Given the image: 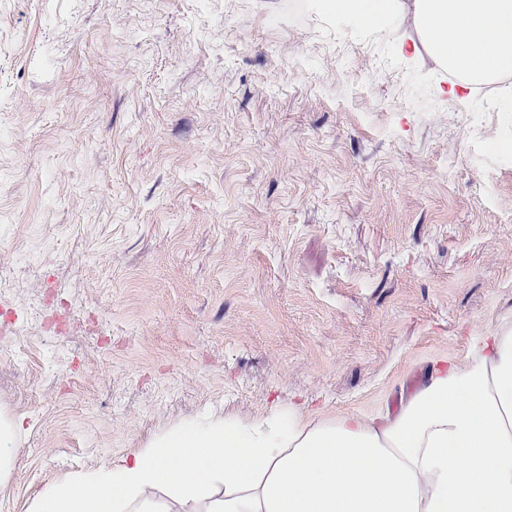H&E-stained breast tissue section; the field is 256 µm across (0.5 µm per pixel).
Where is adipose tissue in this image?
I'll use <instances>...</instances> for the list:
<instances>
[{
  "label": "adipose tissue",
  "mask_w": 512,
  "mask_h": 512,
  "mask_svg": "<svg viewBox=\"0 0 512 512\" xmlns=\"http://www.w3.org/2000/svg\"><path fill=\"white\" fill-rule=\"evenodd\" d=\"M427 50L467 83L512 70V0H413ZM452 448L467 462L448 459ZM512 512V335L441 361L396 416L178 425L44 489L31 512Z\"/></svg>",
  "instance_id": "ef3b65f1"
}]
</instances>
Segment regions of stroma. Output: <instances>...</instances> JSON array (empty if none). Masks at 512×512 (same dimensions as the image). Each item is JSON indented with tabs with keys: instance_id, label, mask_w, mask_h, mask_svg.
<instances>
[{
	"instance_id": "1",
	"label": "stroma",
	"mask_w": 512,
	"mask_h": 512,
	"mask_svg": "<svg viewBox=\"0 0 512 512\" xmlns=\"http://www.w3.org/2000/svg\"><path fill=\"white\" fill-rule=\"evenodd\" d=\"M313 0H0V512L173 426L396 415L512 332V95ZM23 421L0 415V480L7 479L14 466L13 446Z\"/></svg>"
}]
</instances>
